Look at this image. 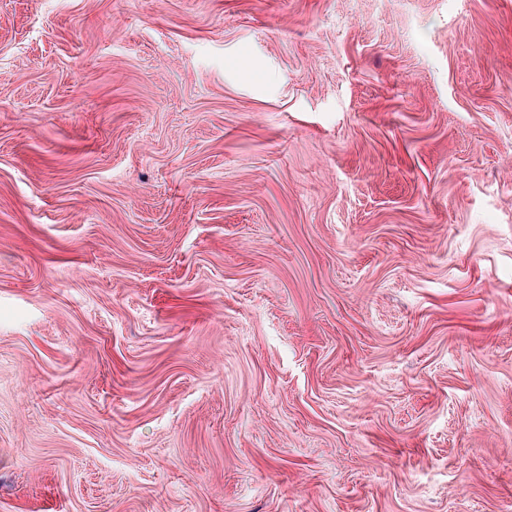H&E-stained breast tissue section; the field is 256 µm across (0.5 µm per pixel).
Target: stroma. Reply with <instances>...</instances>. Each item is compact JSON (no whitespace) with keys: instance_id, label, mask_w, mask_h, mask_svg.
Instances as JSON below:
<instances>
[{"instance_id":"obj_1","label":"stroma","mask_w":512,"mask_h":512,"mask_svg":"<svg viewBox=\"0 0 512 512\" xmlns=\"http://www.w3.org/2000/svg\"><path fill=\"white\" fill-rule=\"evenodd\" d=\"M0 512H512V0H0Z\"/></svg>"}]
</instances>
